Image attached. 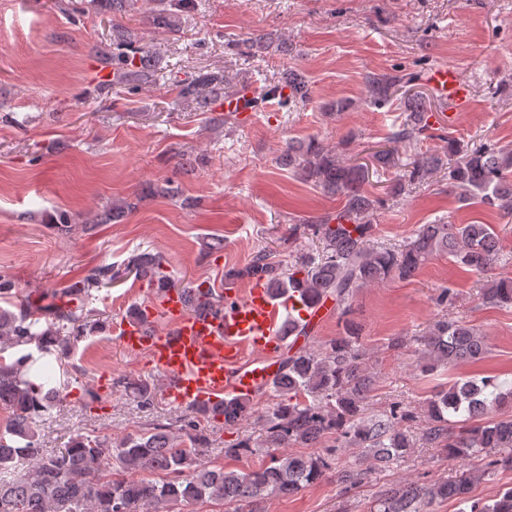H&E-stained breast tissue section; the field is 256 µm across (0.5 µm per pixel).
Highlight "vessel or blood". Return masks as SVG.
Listing matches in <instances>:
<instances>
[{
  "label": "vessel or blood",
  "mask_w": 512,
  "mask_h": 512,
  "mask_svg": "<svg viewBox=\"0 0 512 512\" xmlns=\"http://www.w3.org/2000/svg\"><path fill=\"white\" fill-rule=\"evenodd\" d=\"M422 78L448 114L469 110V89L454 69L435 67ZM281 318L280 304L260 284L247 299L230 292L223 310L202 313L186 311L182 292L168 289L142 306L139 319L122 323L119 342L128 353L148 352L166 378L165 394L178 404L215 403L252 395L272 377L288 348L287 337L278 333Z\"/></svg>",
  "instance_id": "obj_1"
}]
</instances>
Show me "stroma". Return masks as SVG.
I'll return each instance as SVG.
<instances>
[{
    "label": "stroma",
    "instance_id": "1",
    "mask_svg": "<svg viewBox=\"0 0 512 512\" xmlns=\"http://www.w3.org/2000/svg\"><path fill=\"white\" fill-rule=\"evenodd\" d=\"M153 17L141 0L124 13L113 11L112 0H0V282L10 285L0 292L1 307L27 296L58 301L88 270L121 266L134 254H162L175 278L208 285L261 246L291 262L309 240L301 234L284 242L288 228L316 223L341 201L299 179L281 155L289 141L311 136L361 162L384 147L404 107L365 104L370 72L413 74L409 90L431 115L430 138L400 148L402 162L442 148L450 136L471 147L512 145V0H191L168 9V27ZM258 37L263 49L250 51ZM125 39L150 51L149 83L114 76L112 45ZM439 64L471 86L470 110L449 123L421 79ZM288 69L308 84L305 105L291 112L272 101L249 119L225 113V96L262 92ZM207 75L219 82L203 110L181 90ZM339 99L350 108L330 112ZM169 178L179 184L178 197L161 192ZM385 186L375 174L366 185L381 201L373 246L402 245L419 225L438 220L492 224L500 270L512 273V215L459 201L444 174L398 197ZM122 202L130 210L101 223ZM63 222L69 232L57 231ZM217 237L223 249H212ZM481 286L478 276L437 257L410 279L355 294L347 320L360 331L376 379L375 408L398 401L420 413L448 381L483 374L512 388V305L485 303ZM443 288L456 294L445 309L434 301ZM152 294L131 277L93 292V325L56 372L65 397L41 428L45 452L79 433L114 440L180 414L164 395L143 408L114 384L120 377L163 384L148 356L128 354L116 333L128 309ZM446 316L479 328L490 350L480 362L421 373L417 340ZM396 338L405 348H392ZM90 388L99 402H90ZM275 402L273 393L255 395L237 428L212 434L205 463L247 472L267 462L265 451L228 456L224 447L241 435L262 440L261 418ZM454 474L443 449L418 439L404 461L353 489L330 474L264 508L373 512L381 490L404 477L429 484Z\"/></svg>",
    "mask_w": 512,
    "mask_h": 512
}]
</instances>
